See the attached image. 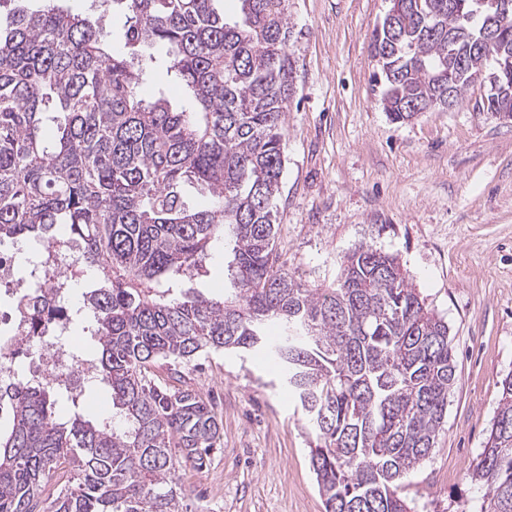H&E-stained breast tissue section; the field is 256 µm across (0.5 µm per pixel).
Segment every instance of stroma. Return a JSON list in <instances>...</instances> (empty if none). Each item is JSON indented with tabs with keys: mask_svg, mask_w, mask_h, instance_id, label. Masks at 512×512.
Wrapping results in <instances>:
<instances>
[{
	"mask_svg": "<svg viewBox=\"0 0 512 512\" xmlns=\"http://www.w3.org/2000/svg\"><path fill=\"white\" fill-rule=\"evenodd\" d=\"M389 0H289L296 92L277 248L289 271L326 287L362 244L397 254L448 323L458 380L448 418L403 493L417 512H461L512 371V121L465 101L390 119L373 80L371 35ZM170 388L197 390L221 421L203 468L184 463L186 512H325L311 437L264 353L213 352L160 362Z\"/></svg>",
	"mask_w": 512,
	"mask_h": 512,
	"instance_id": "obj_1",
	"label": "stroma"
}]
</instances>
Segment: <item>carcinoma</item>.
Masks as SVG:
<instances>
[{
  "label": "carcinoma",
  "mask_w": 512,
  "mask_h": 512,
  "mask_svg": "<svg viewBox=\"0 0 512 512\" xmlns=\"http://www.w3.org/2000/svg\"><path fill=\"white\" fill-rule=\"evenodd\" d=\"M0 20V243L50 240L59 224L81 247L76 272L93 314L95 387L112 419L65 420L79 398L44 384L0 386L12 425L0 436V512H179L174 453L205 466L220 424L189 389L156 382L160 361L270 350L312 435L325 512H415L401 480L429 457L448 413L456 361L447 321L425 304L395 254L361 245L335 280L295 279L276 245L295 65L288 0H111L125 17L115 50L97 19L46 0H15ZM461 0H391L372 33L382 101L404 122L487 83L480 105L512 110V24L471 53L496 14L467 21ZM167 69L191 106L146 99L143 75ZM470 55L466 68L458 58ZM232 291L192 284L217 249ZM283 326L269 346L266 328ZM71 476L51 501L44 476ZM472 512H512V375L469 472Z\"/></svg>",
  "instance_id": "cac0c4a2"
}]
</instances>
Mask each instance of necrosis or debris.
Listing matches in <instances>:
<instances>
[{"mask_svg": "<svg viewBox=\"0 0 512 512\" xmlns=\"http://www.w3.org/2000/svg\"><path fill=\"white\" fill-rule=\"evenodd\" d=\"M30 255L47 257L46 267L17 279L15 258L0 253V384L40 382L78 390L93 377L90 355H77L70 336L68 297L62 284L74 280L75 247L71 240H54L30 248ZM43 295L37 312L26 308Z\"/></svg>", "mask_w": 512, "mask_h": 512, "instance_id": "4bbe7bcc", "label": "necrosis or debris"}]
</instances>
